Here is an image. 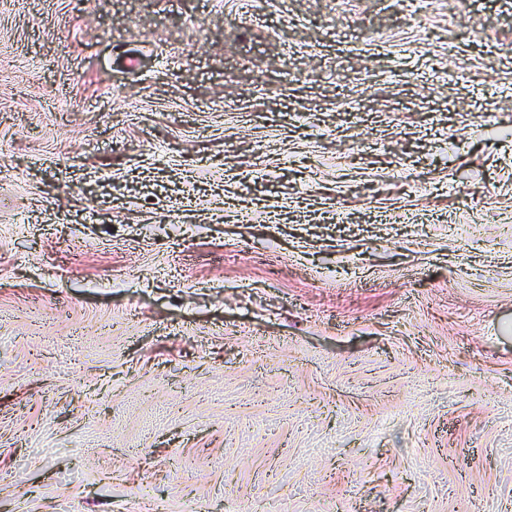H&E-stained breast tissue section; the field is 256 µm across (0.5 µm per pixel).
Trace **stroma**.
I'll return each instance as SVG.
<instances>
[{
  "label": "stroma",
  "instance_id": "35a3bbf8",
  "mask_svg": "<svg viewBox=\"0 0 512 512\" xmlns=\"http://www.w3.org/2000/svg\"><path fill=\"white\" fill-rule=\"evenodd\" d=\"M512 507V0H0V512Z\"/></svg>",
  "mask_w": 512,
  "mask_h": 512
}]
</instances>
